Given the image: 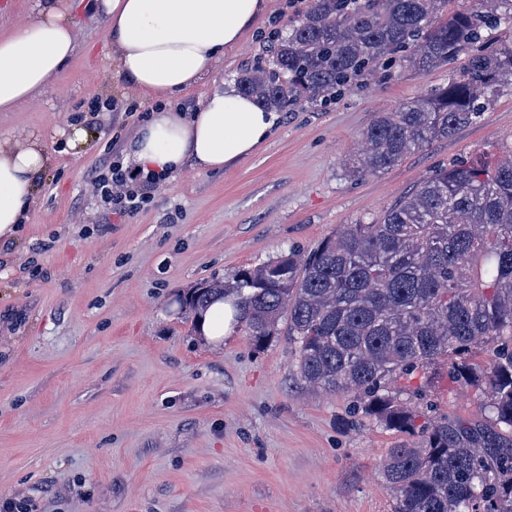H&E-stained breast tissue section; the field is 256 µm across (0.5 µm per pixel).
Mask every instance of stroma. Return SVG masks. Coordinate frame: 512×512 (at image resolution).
<instances>
[{"label": "stroma", "mask_w": 512, "mask_h": 512, "mask_svg": "<svg viewBox=\"0 0 512 512\" xmlns=\"http://www.w3.org/2000/svg\"><path fill=\"white\" fill-rule=\"evenodd\" d=\"M311 0H269L213 71L176 101L267 57ZM76 49L47 87L0 112V138L40 141L48 166L21 232L0 239V505L16 512H394L383 475L401 435L351 422L350 400L309 389L287 335L214 347L175 303L339 225L382 215L436 167L512 139V86L480 121L382 174L342 161L374 113L446 83L394 68L324 104L278 116L262 151L218 171L185 168L138 214L112 215L93 171L122 159L157 107L118 70L103 15L76 14ZM86 129L72 147L70 126Z\"/></svg>", "instance_id": "35a3bbf8"}]
</instances>
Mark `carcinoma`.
I'll return each mask as SVG.
<instances>
[{"label":"carcinoma","mask_w":512,"mask_h":512,"mask_svg":"<svg viewBox=\"0 0 512 512\" xmlns=\"http://www.w3.org/2000/svg\"><path fill=\"white\" fill-rule=\"evenodd\" d=\"M474 2L447 14L448 0H313L237 85L291 111L397 61L425 71L463 59L447 83L376 113L343 161L352 179L384 173L478 120L487 92L512 86V41L483 33L512 21V0ZM229 295L255 345L286 325L310 388L347 394L354 415L421 437L384 464L395 512H512V142L433 171L383 215L343 225L304 255L281 253L176 302L195 322ZM483 349L491 354L479 362ZM441 365L475 392L479 412L435 408L419 424L409 402L426 392L398 382H429Z\"/></svg>","instance_id":"obj_1"}]
</instances>
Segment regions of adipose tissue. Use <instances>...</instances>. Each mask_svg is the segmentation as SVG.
<instances>
[{"label": "adipose tissue", "mask_w": 512, "mask_h": 512, "mask_svg": "<svg viewBox=\"0 0 512 512\" xmlns=\"http://www.w3.org/2000/svg\"><path fill=\"white\" fill-rule=\"evenodd\" d=\"M121 72L146 95L197 83L234 48L267 0H96ZM68 7L46 0L38 17L0 39V111L40 93L75 51ZM276 122L233 84L216 87L192 115L160 111L126 146L130 166L171 174L233 166L255 154ZM47 157L39 143L0 141V239L15 236L33 203V182Z\"/></svg>", "instance_id": "1"}]
</instances>
